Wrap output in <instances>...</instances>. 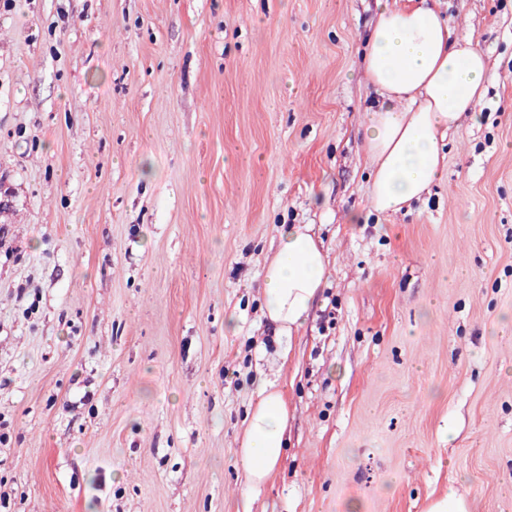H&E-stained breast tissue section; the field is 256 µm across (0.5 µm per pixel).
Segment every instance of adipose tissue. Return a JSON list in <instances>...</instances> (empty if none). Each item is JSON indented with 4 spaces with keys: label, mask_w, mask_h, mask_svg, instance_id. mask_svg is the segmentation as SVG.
<instances>
[{
    "label": "adipose tissue",
    "mask_w": 512,
    "mask_h": 512,
    "mask_svg": "<svg viewBox=\"0 0 512 512\" xmlns=\"http://www.w3.org/2000/svg\"><path fill=\"white\" fill-rule=\"evenodd\" d=\"M361 68L380 97L364 124L372 165L369 198L379 213L409 211L443 175L448 130L476 115L496 79L470 31L450 29L426 0H386L367 39ZM328 276V254L312 225L285 224L262 274L265 314L278 331L302 328ZM288 404L261 387L238 452L246 490L281 465Z\"/></svg>",
    "instance_id": "adipose-tissue-1"
}]
</instances>
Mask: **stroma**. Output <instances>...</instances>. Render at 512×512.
Here are the masks:
<instances>
[{"label":"stroma","instance_id":"stroma-1","mask_svg":"<svg viewBox=\"0 0 512 512\" xmlns=\"http://www.w3.org/2000/svg\"><path fill=\"white\" fill-rule=\"evenodd\" d=\"M434 6L498 78L381 215L377 0H0V512H512V0ZM284 224L329 254L288 338ZM264 382L289 446L247 495ZM328 276V254L310 224H284L262 274L265 315L281 334L302 328ZM470 506L466 496L450 489L441 496L433 498L427 512H469Z\"/></svg>","mask_w":512,"mask_h":512}]
</instances>
